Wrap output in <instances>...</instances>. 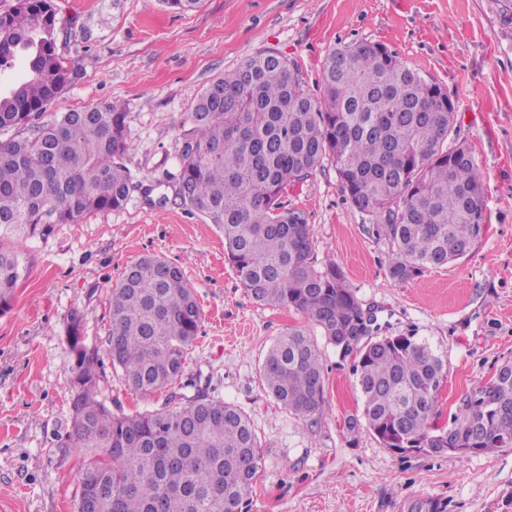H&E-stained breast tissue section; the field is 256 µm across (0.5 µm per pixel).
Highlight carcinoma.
<instances>
[{
  "label": "carcinoma",
  "instance_id": "carcinoma-1",
  "mask_svg": "<svg viewBox=\"0 0 512 512\" xmlns=\"http://www.w3.org/2000/svg\"><path fill=\"white\" fill-rule=\"evenodd\" d=\"M56 34L52 0H15L0 13V70L28 55L26 77L0 93V130L30 128L0 142V240L120 209L132 187L123 159L133 145L120 106L101 102L38 122L71 80ZM322 86V96H312L298 69L272 50L211 80L184 117L181 204L222 234L224 257L255 302L304 313L344 355L342 330L359 322L368 349L353 369L363 409L348 421L350 434L365 429L385 448L426 453L451 429L479 454L511 448L512 363L464 396L450 428L439 426L442 356L412 334L374 335V316H365L341 267L317 263L306 213L282 201L289 185L328 159L346 199L374 220L369 231L390 243L392 279L461 259L482 237L487 200L469 146L452 155L454 100L373 42L328 53ZM27 271V257L0 246V314ZM108 307L106 353L122 382L149 396L177 381L201 325L181 268L137 259L109 289ZM66 341L71 428L57 447L86 460L76 512H247L261 453L243 411L199 391L173 393L156 410L114 414L97 399L99 350L86 344L76 312ZM261 378L294 415H324V365L306 330L289 327L274 341Z\"/></svg>",
  "mask_w": 512,
  "mask_h": 512
}]
</instances>
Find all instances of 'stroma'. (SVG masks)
I'll use <instances>...</instances> for the list:
<instances>
[{
	"mask_svg": "<svg viewBox=\"0 0 512 512\" xmlns=\"http://www.w3.org/2000/svg\"><path fill=\"white\" fill-rule=\"evenodd\" d=\"M57 51L73 72L48 115L111 102L127 114L134 145L124 158L132 189L119 210L53 224L16 248L29 259L12 309L0 316V512H75L82 459L57 440L71 426V311L88 345L104 348L106 294L127 265L155 254L180 266L202 320L172 390L143 397L111 361L97 397L112 412L161 407L170 392L236 405L250 419L262 464L248 512H407L436 499L445 512H512V448L457 455L384 448L369 432L350 436L362 401L353 359L327 343L293 308L256 303L224 258L208 220L176 201L186 112L211 80L263 50L294 64L313 96L334 48L381 42L457 101L459 140L485 174V232L464 258L397 282L389 245L371 217L345 201L334 166L293 186L318 260L334 259L377 333H414L440 353L447 377L440 424L471 388L512 362V22L500 0H202L187 13L161 0H54ZM291 326L309 329L326 373V412L300 419L266 392L264 356Z\"/></svg>",
	"mask_w": 512,
	"mask_h": 512,
	"instance_id": "35a3bbf8",
	"label": "stroma"
}]
</instances>
